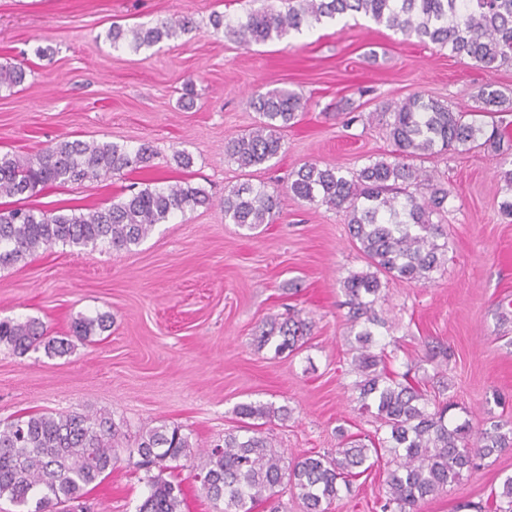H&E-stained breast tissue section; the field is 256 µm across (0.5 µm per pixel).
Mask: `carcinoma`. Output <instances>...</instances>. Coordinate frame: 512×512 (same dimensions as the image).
I'll use <instances>...</instances> for the list:
<instances>
[{
	"mask_svg": "<svg viewBox=\"0 0 512 512\" xmlns=\"http://www.w3.org/2000/svg\"><path fill=\"white\" fill-rule=\"evenodd\" d=\"M285 11L262 0V6L245 17L228 19L213 14L215 32H223L249 47L279 41L302 27L333 20L348 12L361 13L375 24L422 42L446 47L473 65L493 69L512 60V0H286ZM186 18L125 29L112 25L107 38L115 48L134 52L177 38L190 30ZM21 66L0 63V88L21 85ZM479 99L486 106L512 102L497 89L484 88ZM260 122L250 132L230 139L225 152L240 168L262 166L278 157L282 131L297 120L307 105L303 95L284 88L269 89L252 97ZM385 125L396 147L393 160H375L356 172L337 165L306 163L293 173L286 191L241 183L224 192V221L253 231L271 224L280 213L284 195L309 205H330L345 212L349 232L364 255L368 270L352 272L340 281L348 308L347 321L355 333L351 389L362 410H375L387 436L365 444L342 437L341 446L328 454L310 453L288 462L264 436L262 427L283 420L288 410L271 402L241 403L236 407L241 426L224 434V444L198 454L191 463L199 491L212 501L216 512H254L290 484L304 501L307 512H329L341 487H349L357 469L369 470L391 455L387 491L381 512H416L418 504L448 488L460 473L477 467V461L512 448V426L493 422L484 428L472 422L448 421L453 404L428 397L408 381L410 372L390 374L384 352L377 346L372 327L380 324L375 305L382 279L427 285L441 269L448 241L433 218L447 212L448 188L434 182L410 160L442 151H470L490 146L501 149L503 134L466 120V113L447 102L414 94L402 103H386ZM152 147L136 149L113 142H86L62 138L36 158L20 161L0 153V197H34L50 187L94 181L114 176L154 158ZM498 193L504 195L501 212L512 217V160L502 158L496 174ZM425 186L416 196L407 190ZM210 203L208 193L189 184L145 186L121 196L109 206L87 214L63 208L35 209L24 205L0 209V268L25 260L41 247L62 244L79 250L100 246L131 251L144 242L154 227L177 213ZM112 325V315L81 317L74 323L77 336L88 337ZM260 337L263 346H274L277 355L292 354L305 344L309 324L297 312L269 322ZM0 344L21 354L44 347L64 355L69 343L49 336L37 319L0 321ZM137 452L146 468L148 494L139 512H180L182 489L164 477L169 463L192 459L190 437L179 424L149 427L138 436ZM123 447L108 411L95 413H32L0 422V498L18 506L35 502L33 512H57L80 499L85 489L112 471L117 450ZM494 512H512V475L492 493Z\"/></svg>",
	"mask_w": 512,
	"mask_h": 512,
	"instance_id": "carcinoma-1",
	"label": "carcinoma"
}]
</instances>
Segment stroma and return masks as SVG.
I'll list each match as a JSON object with an SVG mask.
<instances>
[{
	"label": "stroma",
	"mask_w": 512,
	"mask_h": 512,
	"mask_svg": "<svg viewBox=\"0 0 512 512\" xmlns=\"http://www.w3.org/2000/svg\"><path fill=\"white\" fill-rule=\"evenodd\" d=\"M251 0H0V62L24 63L26 78L0 90V152L28 160L66 137L137 148L149 166L93 182L53 187L37 208L86 213L151 184L204 188L211 206L157 225L133 251H77L56 245L0 268V319L36 318L70 341L63 356L20 354L0 344V420L35 412H111L128 445L100 484L88 486V512H137L145 472L131 443L146 427L182 425L194 452L235 428L250 401L288 409L267 431L293 458L324 453L337 428L374 435L380 423L359 411L350 385L352 337L341 280L366 270L343 212L285 198L270 224L247 231L224 221L229 187H286L303 164L356 171L392 159L395 146L379 112L413 94L478 107L487 85L512 97V63L493 71L407 38L368 18L327 22L264 45L243 47L214 34L213 13L244 16ZM188 17L192 31L132 52L113 48L112 24ZM301 92L308 106L283 131L270 165L242 170L225 143L259 115L257 89ZM190 155V167L174 159ZM490 149L442 152L420 160L450 191L442 227L447 261L428 285L384 282L375 309L386 366L412 371L431 393L453 402L450 415L480 425L512 422V218L499 210ZM300 310L310 324L302 350L276 357L258 337L265 321ZM108 313L109 330L79 338L74 321ZM448 348L428 359L425 343ZM512 475V448L463 472L418 512H456L482 503ZM386 478L375 469L353 479L330 512H380Z\"/></svg>",
	"instance_id": "1"
}]
</instances>
